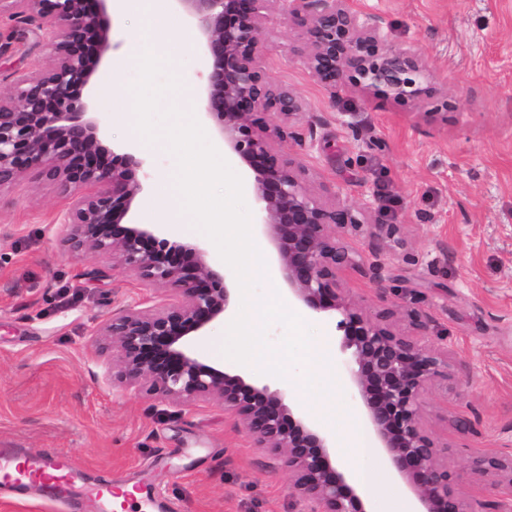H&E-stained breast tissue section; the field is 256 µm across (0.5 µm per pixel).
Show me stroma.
<instances>
[{
    "mask_svg": "<svg viewBox=\"0 0 512 512\" xmlns=\"http://www.w3.org/2000/svg\"><path fill=\"white\" fill-rule=\"evenodd\" d=\"M382 17L390 45L414 47L436 92L420 102L381 101L362 87L318 84L305 69L297 29L279 13L264 22L263 64L272 81L304 101L284 124L276 148L305 170L308 188L326 204L354 208L361 219L344 243L365 268L340 276L342 288L368 315L393 313L403 334L448 354V380L429 387L422 424L443 449L455 490L479 512H502V495L469 469L480 453L512 454V0H363ZM112 47L95 64L111 79L127 56L142 15L107 13ZM164 76L187 82L191 109L206 68L193 20L181 15ZM47 31L28 28L18 48L0 55V86L51 68ZM144 189L128 214L147 223L143 203L157 181L173 175L165 143L145 154ZM69 200L35 174L0 190V448L19 455L63 453L86 473L72 488L71 512H100L91 479L134 489L151 486L174 512H303L277 456L253 447L234 416L215 400L173 405L112 382V355L93 332L107 317L167 299V288L112 268L106 256L73 257L65 219ZM396 227L383 235L382 225ZM106 270L95 278L93 269ZM288 306L326 345L328 365L290 367L280 379L221 353L224 330L240 309L198 339L197 354L229 374L276 387L338 444L360 433L373 439L336 358L338 315ZM427 322L417 330L410 314ZM335 376L336 392L306 397L305 373ZM351 470L380 474L370 512L389 500L418 501L381 451L353 460Z\"/></svg>",
    "mask_w": 512,
    "mask_h": 512,
    "instance_id": "stroma-1",
    "label": "stroma"
}]
</instances>
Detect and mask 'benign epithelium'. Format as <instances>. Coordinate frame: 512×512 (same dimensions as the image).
<instances>
[{
	"label": "benign epithelium",
	"instance_id": "1",
	"mask_svg": "<svg viewBox=\"0 0 512 512\" xmlns=\"http://www.w3.org/2000/svg\"><path fill=\"white\" fill-rule=\"evenodd\" d=\"M13 14L54 35L57 61L17 78L0 96V189L34 171L72 203L68 242L74 257L107 255L113 266L172 291V298L127 309L95 330L112 351V381L182 405L216 399L240 420L254 447L278 456L292 494L307 512H368L333 463L329 436L294 414L284 392L229 375L194 352L224 316L231 288L224 268L196 245L171 243L152 225L124 222L143 185V161L124 151L104 156L92 53L111 48L102 24L109 0H8ZM195 22L208 64L200 91L205 119L231 156L251 172L262 222L276 248L288 291L313 311L334 310L348 379L380 449L417 495L420 512H477L459 497L441 450L422 425L427 389L448 380V357L396 332L389 315L369 316L340 288L338 277L362 258L341 241L360 220L328 206L307 187L304 171L276 149L280 123L305 111L302 98L274 84L262 62L263 20L279 9L303 32L304 65L328 89L355 83L397 101L432 96V78L411 48L389 45L382 18H365L362 0H174ZM470 470L512 496V455L481 453Z\"/></svg>",
	"mask_w": 512,
	"mask_h": 512
}]
</instances>
